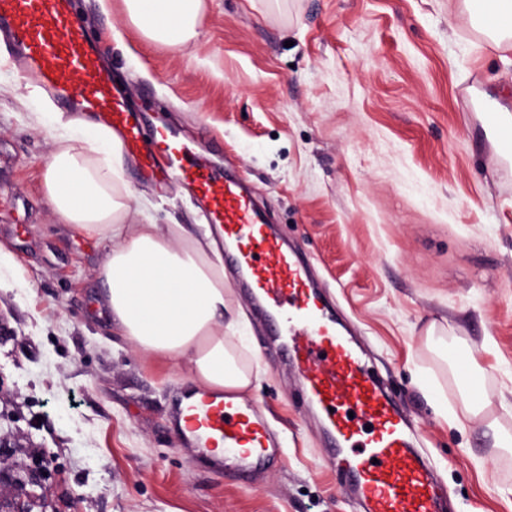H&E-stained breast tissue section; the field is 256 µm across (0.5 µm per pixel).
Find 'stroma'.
Instances as JSON below:
<instances>
[{"mask_svg":"<svg viewBox=\"0 0 512 512\" xmlns=\"http://www.w3.org/2000/svg\"><path fill=\"white\" fill-rule=\"evenodd\" d=\"M122 0H82L132 100H149L211 161L257 192L310 259L440 471L453 512H512V159L481 118L512 99V49H496L464 0H205L184 48L120 24ZM0 43V512H356L324 461L311 408L242 296L244 344L285 451L250 479L178 434L182 374L113 325L100 284L108 241L54 215L42 176L51 139ZM158 224L203 217L177 182L143 183ZM474 352L487 418L463 413L455 374L423 341Z\"/></svg>","mask_w":512,"mask_h":512,"instance_id":"1","label":"stroma"}]
</instances>
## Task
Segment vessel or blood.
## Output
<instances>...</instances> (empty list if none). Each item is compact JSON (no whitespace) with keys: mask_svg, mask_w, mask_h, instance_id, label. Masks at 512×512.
Segmentation results:
<instances>
[{"mask_svg":"<svg viewBox=\"0 0 512 512\" xmlns=\"http://www.w3.org/2000/svg\"><path fill=\"white\" fill-rule=\"evenodd\" d=\"M78 0H0V35L23 82L65 111L102 124L119 138L143 178L192 186L210 230L224 243V264L240 295L275 329L267 345L282 355L318 417L326 463L346 478L358 512H448L437 469L417 448L420 431L362 358L305 259L269 224L239 177L201 158L168 127L131 106L102 64ZM184 434L199 448L235 452L242 471L277 462L281 449L260 403L201 396Z\"/></svg>","mask_w":512,"mask_h":512,"instance_id":"vessel-or-blood-1","label":"vessel or blood"}]
</instances>
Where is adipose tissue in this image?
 Segmentation results:
<instances>
[{"label":"adipose tissue","mask_w":512,"mask_h":512,"mask_svg":"<svg viewBox=\"0 0 512 512\" xmlns=\"http://www.w3.org/2000/svg\"><path fill=\"white\" fill-rule=\"evenodd\" d=\"M480 4L495 45L512 43V0ZM205 0H123L121 20L153 43L184 47L199 35ZM56 135L43 189L64 223L108 240L100 270L112 323L137 350L182 367L196 388L246 393L257 378L236 334L242 315L224 281V256L180 224L131 220L133 191L110 130L75 114L50 115Z\"/></svg>","instance_id":"obj_1"}]
</instances>
